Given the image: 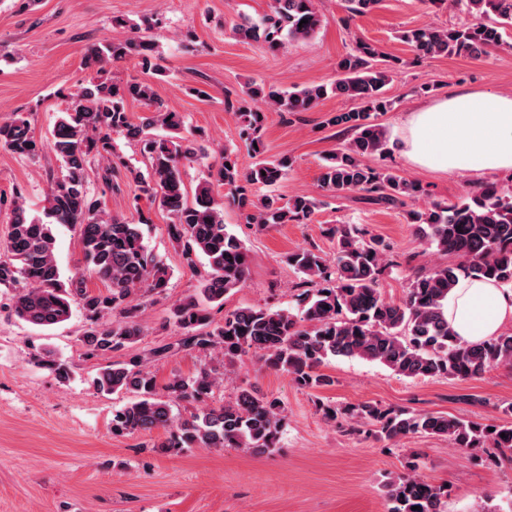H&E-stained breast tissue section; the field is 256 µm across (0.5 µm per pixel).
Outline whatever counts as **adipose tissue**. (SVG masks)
I'll return each mask as SVG.
<instances>
[{
  "instance_id": "1",
  "label": "adipose tissue",
  "mask_w": 512,
  "mask_h": 512,
  "mask_svg": "<svg viewBox=\"0 0 512 512\" xmlns=\"http://www.w3.org/2000/svg\"><path fill=\"white\" fill-rule=\"evenodd\" d=\"M397 136L401 154L419 167L478 180L512 171V96L490 90L450 93L406 112ZM446 314L461 343H479L512 327V288L459 278Z\"/></svg>"
}]
</instances>
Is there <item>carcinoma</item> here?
Returning a JSON list of instances; mask_svg holds the SVG:
<instances>
[{
    "label": "carcinoma",
    "instance_id": "1",
    "mask_svg": "<svg viewBox=\"0 0 512 512\" xmlns=\"http://www.w3.org/2000/svg\"><path fill=\"white\" fill-rule=\"evenodd\" d=\"M348 17L364 15L380 0H345ZM474 22L466 26L423 27L404 31L400 38L422 60L436 56L485 55L504 43L512 28V0H467ZM308 23L302 25L300 21ZM321 16L316 0H272L270 13L258 20L248 17L233 28L245 41L280 50L288 40H306L316 33ZM136 57L141 68L162 73L155 63V43L145 37L98 42L86 52L88 64H109ZM401 60L381 48L359 40L340 56L330 83L287 91L275 83L251 82L236 103H227L240 124V137L253 162L242 166L236 152L224 149L221 160L207 165L208 173L188 200L182 169L202 163L207 155L197 133L185 126L184 116L163 104L148 81H96L67 95L68 107L59 116L50 149L60 162L61 175L52 176L43 215L32 213L23 191L0 196V209L10 212L7 236L0 241V289L10 291L9 311L42 329L67 321L72 304L81 305L88 321L80 341L85 354L106 360L92 379L105 394L131 392L135 399L112 415V432L132 434L162 428L167 432L157 447L169 452L188 448H240L255 455L271 454L279 447L285 409L251 385L237 387L234 397L218 406L206 401L224 383V373L204 364L191 376L173 373L159 384L149 363L197 350L232 366L249 354L267 369L289 376L298 386L318 389L334 384L319 371L330 357L359 358L380 364L410 379H476L495 366L512 367V332H504L476 345L460 343L444 312L448 292L459 277L472 276L512 286V194L492 182L455 202L435 203L408 212L416 232L455 263L420 273L410 281L404 299L388 301L379 292L378 277L386 248L365 229L333 225L327 234L336 240L333 260L316 248L300 247L286 261L300 276L303 307L292 313L271 308H238L216 321L213 305L244 286L251 255L243 242L226 229L224 198L260 230L277 224H305L319 201L299 194L288 199L270 188L288 173L286 156L264 157L261 131L265 110L308 112L332 95L359 102V107L336 113L329 124L352 133L338 152L322 166L321 187L331 193L361 192L377 204L404 206L420 193L418 183L391 168L362 163L366 156H383L386 138L374 117L392 103L384 88ZM129 100L152 108L140 122L126 110ZM141 145L148 160L147 174L130 168L152 203L166 211L167 231L184 260L206 259V270L195 293L176 304L171 319L180 330L175 340L127 361L112 354L137 343L144 335L140 309L129 305L139 292L147 300L166 291L169 271L162 259L144 243L138 220L113 216L86 190L88 168L103 164L102 181L112 188V134ZM0 147L27 159L40 157L45 143L35 139L22 113L0 121ZM269 192L255 198V191ZM72 224L79 229L84 260L90 272L106 284L107 292L88 291L84 276H65L55 255L52 226ZM60 382L72 369L52 355L40 359ZM323 419L336 423L346 418L376 428L378 437L395 441L413 435L448 440L453 448L491 451L502 464L512 463V420L486 423L453 415L388 408L377 403L319 406ZM387 512H446L448 486H435L414 474H402L384 484ZM420 510L414 511L412 507Z\"/></svg>",
    "mask_w": 512,
    "mask_h": 512
}]
</instances>
